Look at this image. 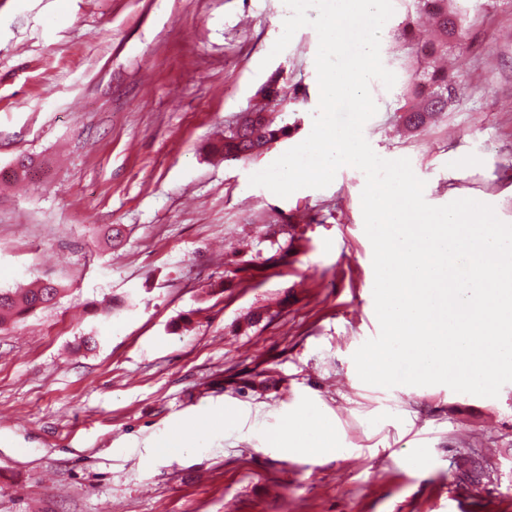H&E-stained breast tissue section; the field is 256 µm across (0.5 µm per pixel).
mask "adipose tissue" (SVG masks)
Instances as JSON below:
<instances>
[{
    "label": "adipose tissue",
    "instance_id": "1",
    "mask_svg": "<svg viewBox=\"0 0 512 512\" xmlns=\"http://www.w3.org/2000/svg\"><path fill=\"white\" fill-rule=\"evenodd\" d=\"M270 442L296 457H318L338 450L336 431L329 420L304 411L284 419Z\"/></svg>",
    "mask_w": 512,
    "mask_h": 512
}]
</instances>
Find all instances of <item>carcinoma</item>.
Listing matches in <instances>:
<instances>
[{
    "label": "carcinoma",
    "mask_w": 512,
    "mask_h": 512,
    "mask_svg": "<svg viewBox=\"0 0 512 512\" xmlns=\"http://www.w3.org/2000/svg\"><path fill=\"white\" fill-rule=\"evenodd\" d=\"M414 6L424 9L439 33V38L414 48L416 68L408 87L407 101L398 108L407 126L418 131L436 113L448 108V101L464 90L461 81L448 75L439 60L448 54V46L461 47L466 36V24L461 12L448 8V0H413ZM291 128L277 122L273 111L263 107L244 115L242 120L224 131V140L213 149L224 159L245 160L267 152L282 139L288 138ZM257 267L245 263L227 271L225 279L211 285V292L224 291L234 283L251 281ZM62 288L52 281L37 280L27 288L0 289V328L24 321L29 315L54 303Z\"/></svg>",
    "instance_id": "carcinoma-1"
}]
</instances>
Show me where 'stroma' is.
Here are the masks:
<instances>
[{"label": "stroma", "instance_id": "1", "mask_svg": "<svg viewBox=\"0 0 512 512\" xmlns=\"http://www.w3.org/2000/svg\"><path fill=\"white\" fill-rule=\"evenodd\" d=\"M393 6L380 52L396 82H371L366 140L410 160L429 204L471 198L512 224V0H467L466 43L448 52L466 89L418 133L399 112L413 63L399 29H432ZM288 14L283 0H0V289L63 290L0 330V512H453L459 498L512 512V382L491 398L357 375L379 333L363 172L286 198L249 183L319 105L316 31L270 54ZM279 68L296 132L248 160L211 153ZM284 215L287 264L210 293L271 255L265 227ZM112 297L119 315L94 316ZM303 409L333 423L337 454L267 446ZM182 423L185 449L155 454ZM255 270H257V267L249 263H244L243 265H238L232 270H228L225 276V280H221L220 282L210 284V293H214L217 291L223 292L224 288L232 287L236 280H238L239 284L251 281L255 276Z\"/></svg>", "mask_w": 512, "mask_h": 512}]
</instances>
